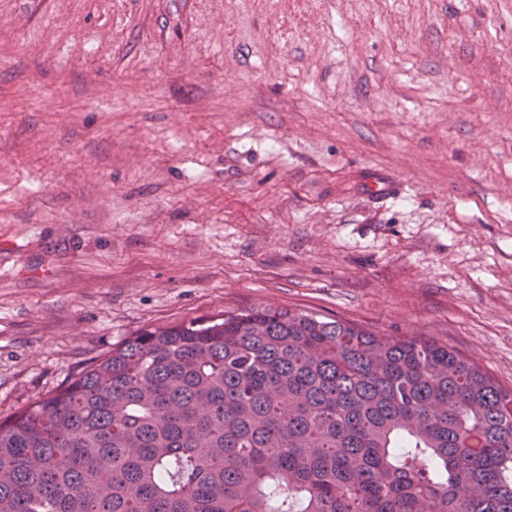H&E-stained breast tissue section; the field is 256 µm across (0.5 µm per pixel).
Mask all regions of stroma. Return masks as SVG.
Wrapping results in <instances>:
<instances>
[{"label":"stroma","instance_id":"35a3bbf8","mask_svg":"<svg viewBox=\"0 0 512 512\" xmlns=\"http://www.w3.org/2000/svg\"><path fill=\"white\" fill-rule=\"evenodd\" d=\"M255 305L512 386V0H0V420Z\"/></svg>","mask_w":512,"mask_h":512}]
</instances>
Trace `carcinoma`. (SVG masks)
Here are the masks:
<instances>
[{
  "label": "carcinoma",
  "mask_w": 512,
  "mask_h": 512,
  "mask_svg": "<svg viewBox=\"0 0 512 512\" xmlns=\"http://www.w3.org/2000/svg\"><path fill=\"white\" fill-rule=\"evenodd\" d=\"M0 512H512V388L284 307L144 328L0 421Z\"/></svg>",
  "instance_id": "carcinoma-1"
}]
</instances>
